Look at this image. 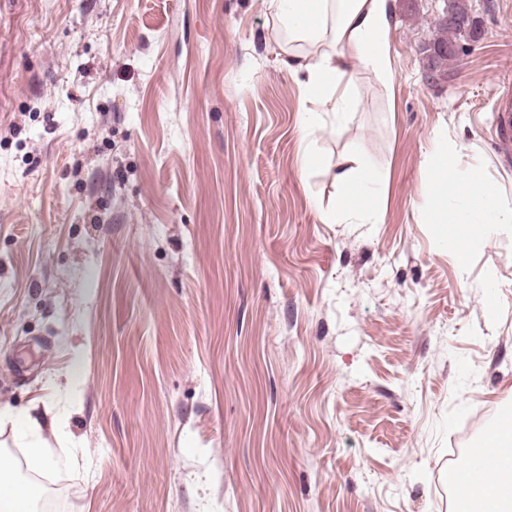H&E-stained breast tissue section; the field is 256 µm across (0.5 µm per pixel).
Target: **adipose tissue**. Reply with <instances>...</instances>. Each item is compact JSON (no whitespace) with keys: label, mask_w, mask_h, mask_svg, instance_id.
Segmentation results:
<instances>
[{"label":"adipose tissue","mask_w":512,"mask_h":512,"mask_svg":"<svg viewBox=\"0 0 512 512\" xmlns=\"http://www.w3.org/2000/svg\"><path fill=\"white\" fill-rule=\"evenodd\" d=\"M281 24L287 47L283 64L302 78L301 86L313 109H329L336 118L355 111L352 72L362 69L378 81L391 80L389 0H269ZM457 145L440 144L428 160L429 192L440 209L458 201L450 222L457 246L467 253L474 242H488L495 226L512 224V205L485 187L481 162L470 165L465 177L449 172ZM335 204L328 216L336 224H378L381 179L374 164L351 153L336 176ZM499 480L473 487L472 460L463 457L456 471L454 492L459 500L490 501L496 512H512V420L505 421L485 442ZM14 461L0 454V512H32L38 487L14 477Z\"/></svg>","instance_id":"ef3b65f1"}]
</instances>
